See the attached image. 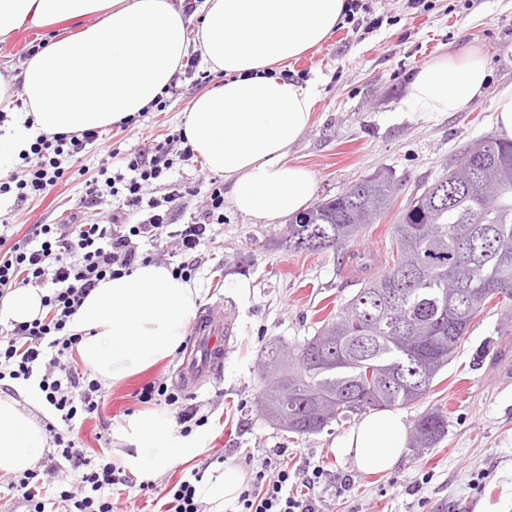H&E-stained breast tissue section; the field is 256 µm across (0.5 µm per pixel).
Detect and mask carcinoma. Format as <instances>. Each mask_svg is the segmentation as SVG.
<instances>
[{
  "instance_id": "carcinoma-1",
  "label": "carcinoma",
  "mask_w": 512,
  "mask_h": 512,
  "mask_svg": "<svg viewBox=\"0 0 512 512\" xmlns=\"http://www.w3.org/2000/svg\"><path fill=\"white\" fill-rule=\"evenodd\" d=\"M481 178L502 182L496 203L479 200ZM398 189L390 172L366 177L292 217L283 243L342 250L391 209ZM494 300L512 320V141L485 136L409 200L391 226L386 269L288 363L264 362L262 412L287 432L312 435L366 409L414 403ZM447 432L448 418L430 410L414 424L410 448H434Z\"/></svg>"
}]
</instances>
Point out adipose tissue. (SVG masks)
Instances as JSON below:
<instances>
[{
	"label": "adipose tissue",
	"mask_w": 512,
	"mask_h": 512,
	"mask_svg": "<svg viewBox=\"0 0 512 512\" xmlns=\"http://www.w3.org/2000/svg\"><path fill=\"white\" fill-rule=\"evenodd\" d=\"M345 0H204L195 38L181 0H0V38L20 28L91 17L77 35L53 38L23 68L20 90L0 77V111L24 106L32 128L0 135V154L20 153L34 133L102 129L136 115L161 95L189 53L223 72L222 84L193 101L185 134L211 171L231 184L235 207L272 224L304 209L314 178L288 159L309 126L312 89L275 77V68L317 48L339 21ZM487 71L469 49L421 66L410 102L419 112H457L479 98ZM199 290L158 263L105 279L85 298L72 328L81 336L85 368L103 382H120L169 359L182 346ZM36 398H0V473L31 468L46 447L32 413ZM407 426L400 411L371 412L339 441L363 472H387L399 461ZM115 450L139 481L155 479L196 455L171 420L158 412L128 417Z\"/></svg>",
	"instance_id": "obj_1"
}]
</instances>
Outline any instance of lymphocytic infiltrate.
I'll return each instance as SVG.
<instances>
[{
	"label": "lymphocytic infiltrate",
	"mask_w": 512,
	"mask_h": 512,
	"mask_svg": "<svg viewBox=\"0 0 512 512\" xmlns=\"http://www.w3.org/2000/svg\"><path fill=\"white\" fill-rule=\"evenodd\" d=\"M100 138L96 129L38 134L28 151L20 153L10 174L0 180V196L11 195L19 208L49 193ZM195 156L185 132L173 131L163 142L126 153L119 171L101 166L97 177L86 181L68 223L33 225L13 243L0 235V299L29 285L44 292L41 316L11 322L0 336V392L11 396L16 385L37 381L53 417L45 425L53 452L37 469L7 483L8 488L21 491L29 512H49L53 505L59 512H113L114 488L135 487L142 493L153 488L149 482L135 483L106 455L92 457L77 446L74 431L99 413L103 386L74 365L80 336L73 333L71 324L98 282L151 262V254L141 251L140 241L159 248L174 246L181 257L175 274L191 279L199 264V246L212 225L224 221L223 185L211 183L200 212L190 215L186 209L196 188L169 179L174 162L190 166ZM153 184L159 186L160 195L146 194V187ZM95 211L106 213V223H86V215ZM137 400L173 409L181 435L206 423L179 389L163 381L144 384ZM283 455L280 448L266 450L261 466L251 469L238 497V512H319L315 498L296 496L293 488L300 481L307 489H315L326 477L324 468L314 466L299 478L282 464ZM65 469L73 474L75 487L48 496L46 478ZM202 479V472L194 469L166 487V512H202Z\"/></svg>",
	"instance_id": "f902f5d3"
}]
</instances>
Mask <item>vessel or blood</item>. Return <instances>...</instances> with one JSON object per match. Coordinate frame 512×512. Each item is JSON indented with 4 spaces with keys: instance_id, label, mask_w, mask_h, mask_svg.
<instances>
[{
    "instance_id": "vessel-or-blood-1",
    "label": "vessel or blood",
    "mask_w": 512,
    "mask_h": 512,
    "mask_svg": "<svg viewBox=\"0 0 512 512\" xmlns=\"http://www.w3.org/2000/svg\"><path fill=\"white\" fill-rule=\"evenodd\" d=\"M229 329L223 315L208 309L196 319L180 368V377L187 389H196L201 378L220 368L224 361V334Z\"/></svg>"
}]
</instances>
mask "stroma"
Segmentation results:
<instances>
[{
    "mask_svg": "<svg viewBox=\"0 0 512 512\" xmlns=\"http://www.w3.org/2000/svg\"><path fill=\"white\" fill-rule=\"evenodd\" d=\"M377 25L334 29L316 49L289 61L293 83L316 94L312 121L288 158L314 176V200L336 196L374 172L390 170L402 184L395 209L375 221L356 243L369 259L360 269L333 251L295 252L280 244L287 223L258 224L224 201V221L213 225L201 246L193 280L199 308L216 307L231 324L224 363L191 394L208 418L192 436L202 451L176 463L155 481L148 496L113 495L117 512H164V489L194 468L239 467L240 456L285 449L289 469L320 465L327 472L318 489L322 512H512V330L500 324L499 309L470 325L457 356L429 392L403 407L407 425L438 408L448 415V433L436 448L415 454L403 448L386 473L358 470L353 456L334 445L353 426L346 420L321 433L280 430L258 405L261 360L269 345L293 348L314 335L329 312L340 310L367 276L386 266L389 227L406 201L433 181L473 140L497 135L495 109L502 86L512 83V0H367ZM85 20H66L32 31L30 43L0 41V74L17 76L33 44L82 30ZM471 48L488 62L482 96L457 112L424 113L409 105L410 83L421 65ZM181 95L162 112L151 111L127 129H103V144L82 158L73 175L47 196L15 208L0 198V225L25 230L34 224L67 222L86 179L96 176L109 152H128L163 140L183 128L186 111L202 89L184 80ZM182 354L144 372L106 385L100 415L85 420L77 439L89 452L113 448L125 420L144 406L136 391L161 379L176 385Z\"/></svg>",
    "mask_w": 512,
    "mask_h": 512,
    "instance_id": "1",
    "label": "stroma"
}]
</instances>
